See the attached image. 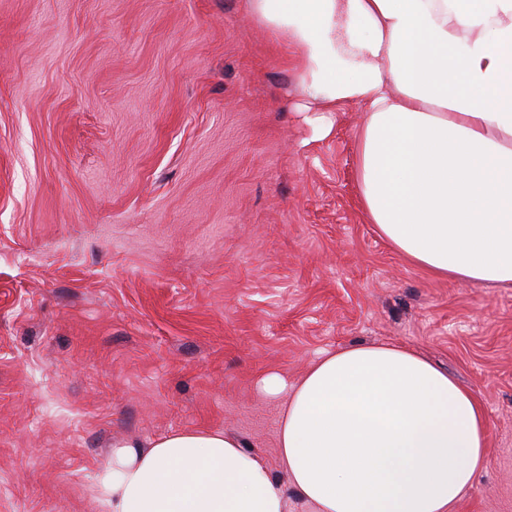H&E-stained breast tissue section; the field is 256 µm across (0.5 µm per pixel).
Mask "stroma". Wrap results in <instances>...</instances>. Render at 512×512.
I'll return each instance as SVG.
<instances>
[{"label": "stroma", "instance_id": "obj_1", "mask_svg": "<svg viewBox=\"0 0 512 512\" xmlns=\"http://www.w3.org/2000/svg\"><path fill=\"white\" fill-rule=\"evenodd\" d=\"M289 55L244 0H0V512H98L114 439L189 429L285 481L260 380L380 343L483 407L456 512H512V288L391 250L362 106L314 138Z\"/></svg>", "mask_w": 512, "mask_h": 512}]
</instances>
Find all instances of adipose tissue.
I'll return each mask as SVG.
<instances>
[{
  "label": "adipose tissue",
  "instance_id": "obj_1",
  "mask_svg": "<svg viewBox=\"0 0 512 512\" xmlns=\"http://www.w3.org/2000/svg\"><path fill=\"white\" fill-rule=\"evenodd\" d=\"M292 51L302 111L367 110L355 179L368 223L432 275L512 288V0H246ZM280 399L277 448L314 512H455L481 467L484 411L400 344L312 361ZM100 512H288L264 459L226 431L113 442Z\"/></svg>",
  "mask_w": 512,
  "mask_h": 512
}]
</instances>
